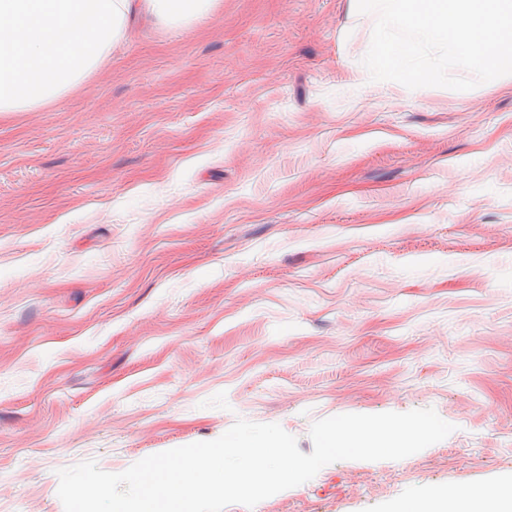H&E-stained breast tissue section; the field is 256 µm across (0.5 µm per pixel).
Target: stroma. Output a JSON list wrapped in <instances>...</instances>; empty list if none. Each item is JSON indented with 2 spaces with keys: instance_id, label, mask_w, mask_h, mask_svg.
Instances as JSON below:
<instances>
[{
  "instance_id": "35a3bbf8",
  "label": "stroma",
  "mask_w": 512,
  "mask_h": 512,
  "mask_svg": "<svg viewBox=\"0 0 512 512\" xmlns=\"http://www.w3.org/2000/svg\"><path fill=\"white\" fill-rule=\"evenodd\" d=\"M351 0L143 24L59 101L0 112V512L277 423L432 408L407 458L224 512H391L512 481V75L365 84Z\"/></svg>"
}]
</instances>
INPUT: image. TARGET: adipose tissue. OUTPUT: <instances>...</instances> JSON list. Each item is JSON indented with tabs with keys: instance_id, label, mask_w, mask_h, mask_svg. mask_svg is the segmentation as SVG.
<instances>
[{
	"instance_id": "ef3b65f1",
	"label": "adipose tissue",
	"mask_w": 512,
	"mask_h": 512,
	"mask_svg": "<svg viewBox=\"0 0 512 512\" xmlns=\"http://www.w3.org/2000/svg\"><path fill=\"white\" fill-rule=\"evenodd\" d=\"M216 0H0V112L60 99L92 73L134 18L183 29ZM396 512H512L511 493L445 487Z\"/></svg>"
}]
</instances>
